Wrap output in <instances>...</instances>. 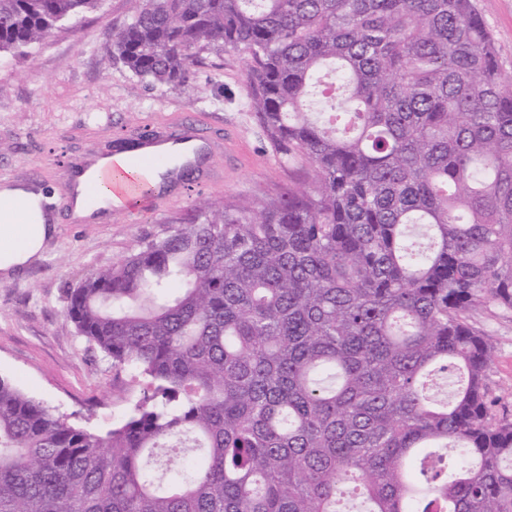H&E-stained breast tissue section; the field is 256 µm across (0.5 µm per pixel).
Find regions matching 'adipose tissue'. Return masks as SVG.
<instances>
[{
    "label": "adipose tissue",
    "mask_w": 512,
    "mask_h": 512,
    "mask_svg": "<svg viewBox=\"0 0 512 512\" xmlns=\"http://www.w3.org/2000/svg\"><path fill=\"white\" fill-rule=\"evenodd\" d=\"M112 175L111 158L91 159L82 181L101 183ZM41 193L24 186L0 187V275L12 277L39 262L47 242L54 235L55 224L45 221L40 208ZM112 210V193L103 187L96 198L85 192L76 195L73 219L105 220Z\"/></svg>",
    "instance_id": "1"
}]
</instances>
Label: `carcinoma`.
Returning a JSON list of instances; mask_svg holds the SVG:
<instances>
[{
    "mask_svg": "<svg viewBox=\"0 0 512 512\" xmlns=\"http://www.w3.org/2000/svg\"><path fill=\"white\" fill-rule=\"evenodd\" d=\"M104 0H0L24 55ZM151 85L233 55L310 190L206 202L69 294L142 393L105 434L0 378V512H512V419L469 313L512 310V74L473 0H135ZM460 378L434 400V372ZM168 448L186 464L157 465ZM451 449L450 455L439 449Z\"/></svg>",
    "mask_w": 512,
    "mask_h": 512,
    "instance_id": "cac0c4a2",
    "label": "carcinoma"
}]
</instances>
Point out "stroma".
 <instances>
[{
    "label": "stroma",
    "instance_id": "obj_1",
    "mask_svg": "<svg viewBox=\"0 0 512 512\" xmlns=\"http://www.w3.org/2000/svg\"><path fill=\"white\" fill-rule=\"evenodd\" d=\"M492 32L503 71H512V0H474ZM134 0H105L100 11L63 25L27 55H0V186L35 184L64 203L70 161L110 150L115 139L178 115L203 114L224 129L222 182L176 197L131 224L123 216L98 224L61 217L45 257L23 277L0 278V377L54 407L70 422L105 433L140 396L133 369L80 336L66 318L69 292L95 268L112 266L144 240L163 235L198 202L262 199L310 187L308 167L275 153L246 106L243 64L231 55L205 56L192 87L146 86L99 45L107 28L123 24ZM471 321L492 336L488 370L499 412L512 417V311L477 307Z\"/></svg>",
    "mask_w": 512,
    "mask_h": 512
}]
</instances>
